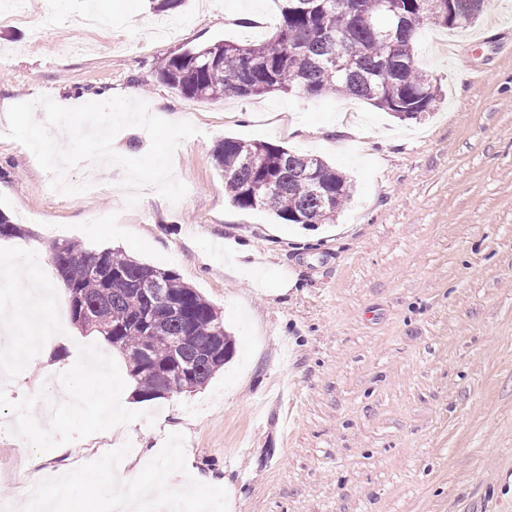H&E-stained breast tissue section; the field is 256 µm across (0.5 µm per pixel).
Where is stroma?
Returning a JSON list of instances; mask_svg holds the SVG:
<instances>
[{"label": "stroma", "mask_w": 512, "mask_h": 512, "mask_svg": "<svg viewBox=\"0 0 512 512\" xmlns=\"http://www.w3.org/2000/svg\"><path fill=\"white\" fill-rule=\"evenodd\" d=\"M279 24L273 0H187L164 14L152 0H29L0 22V211L27 231L0 252L64 239L172 271L235 344L204 386L142 402L101 337L65 323L43 360L17 332L24 359L0 392V500L17 497L25 468L75 472L113 439L135 463L116 493L147 479L180 489L183 512H512V0H487L463 31L421 25L416 62L445 101L417 121L337 95L206 103L157 76L166 57ZM131 86L150 111L198 128L173 157L186 196L148 188L129 208L112 192L122 175L104 170L89 192L55 199L51 175L6 137L7 109ZM341 113L357 134L337 131ZM227 137L318 157L350 178L352 198L308 229L234 206L212 160ZM89 349L104 351L105 377L83 384L79 421L43 420L50 377ZM102 397L123 408L119 426L94 423ZM19 418L41 433L5 467Z\"/></svg>", "instance_id": "35a3bbf8"}]
</instances>
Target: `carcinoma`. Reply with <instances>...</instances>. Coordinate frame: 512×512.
Wrapping results in <instances>:
<instances>
[{"label": "carcinoma", "mask_w": 512, "mask_h": 512, "mask_svg": "<svg viewBox=\"0 0 512 512\" xmlns=\"http://www.w3.org/2000/svg\"><path fill=\"white\" fill-rule=\"evenodd\" d=\"M278 33L251 42L217 41L163 59L159 78L203 102L296 91L307 97L358 99L400 120L437 107L440 88L415 63V35L431 22L448 27V0H275ZM350 66L336 71V60ZM224 193L240 208H262L288 224H333L350 200L348 177L309 155L268 142L226 137L212 151ZM25 228L0 211V239ZM64 269L74 324L117 349L150 356L128 362L143 401L203 386L234 352L213 305L171 271L109 249L88 251L72 242L50 250ZM161 276L159 290L181 304L170 313L137 283Z\"/></svg>", "instance_id": "1"}]
</instances>
